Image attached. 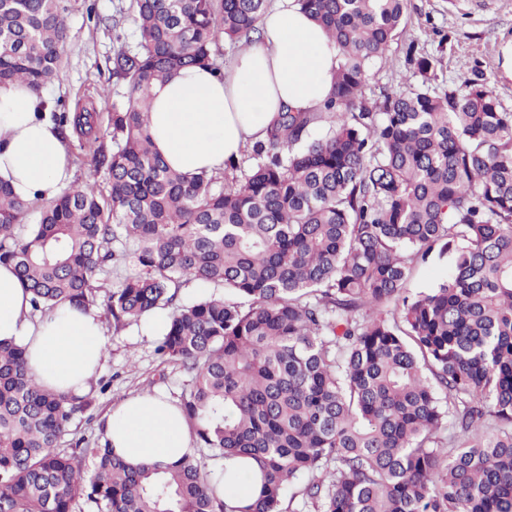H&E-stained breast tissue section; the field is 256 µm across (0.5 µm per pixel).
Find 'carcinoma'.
Segmentation results:
<instances>
[{
	"instance_id": "carcinoma-1",
	"label": "carcinoma",
	"mask_w": 512,
	"mask_h": 512,
	"mask_svg": "<svg viewBox=\"0 0 512 512\" xmlns=\"http://www.w3.org/2000/svg\"><path fill=\"white\" fill-rule=\"evenodd\" d=\"M62 0H0V85L39 90L61 70ZM338 67L314 112L280 108L242 176L188 177L151 146V88L221 70L219 38L262 36L269 0H133L138 41L116 35L112 150L24 224L0 181V263L32 310L97 306L93 279L133 267L103 300L113 327L169 306L156 352L183 370L193 451L160 469L107 446H63L93 404L39 385L0 342V512H512V112L481 78L407 84L378 104L372 67L407 0H295ZM427 76L433 60L407 46ZM84 136L97 114L54 108ZM453 257L428 291L413 270ZM194 282L204 294L177 303ZM94 461L87 476L83 461ZM256 462L246 505L201 459Z\"/></svg>"
}]
</instances>
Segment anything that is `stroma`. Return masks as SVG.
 <instances>
[{"instance_id":"stroma-1","label":"stroma","mask_w":512,"mask_h":512,"mask_svg":"<svg viewBox=\"0 0 512 512\" xmlns=\"http://www.w3.org/2000/svg\"><path fill=\"white\" fill-rule=\"evenodd\" d=\"M131 0H65L70 34L57 80L45 86L49 99L62 100L69 111L87 108L98 115L99 128H106L111 104L98 92L113 85L109 60L116 44L112 17L123 18L127 43H135ZM96 19H89L88 10ZM419 54L434 59L429 86L439 90L481 75L500 106L512 112V78L502 70L504 52L512 48V0H408L407 23L391 42L386 57L371 75L373 93L397 90L403 79L419 84L421 76L405 65L407 44ZM107 357L91 385L93 406L88 415L77 416L67 442L102 444L106 412L125 397L158 390L178 398L184 374L163 364L156 353L159 333L147 332L145 324L122 330L106 327Z\"/></svg>"}]
</instances>
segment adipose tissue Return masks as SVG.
Returning <instances> with one entry per match:
<instances>
[{
    "label": "adipose tissue",
    "mask_w": 512,
    "mask_h": 512,
    "mask_svg": "<svg viewBox=\"0 0 512 512\" xmlns=\"http://www.w3.org/2000/svg\"><path fill=\"white\" fill-rule=\"evenodd\" d=\"M337 66L323 28L286 0L264 16L261 39L223 72L183 68L152 87L154 149L188 176L223 171L246 143L264 137L281 106L317 109L330 93ZM50 109L47 97L28 85L0 87V179L30 202L53 200L75 177L69 143ZM30 298L13 266L0 263V341L26 347L29 372L40 385L83 396L105 355L101 321L94 311L65 304L34 322ZM104 440L129 465L163 468L193 445L181 410L149 392L111 408Z\"/></svg>",
    "instance_id": "ef3b65f1"
}]
</instances>
